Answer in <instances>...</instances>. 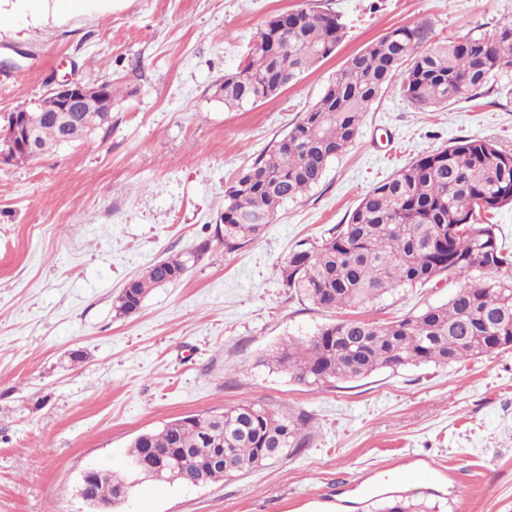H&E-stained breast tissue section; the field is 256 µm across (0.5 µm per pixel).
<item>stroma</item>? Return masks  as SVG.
<instances>
[{
	"label": "stroma",
	"mask_w": 512,
	"mask_h": 512,
	"mask_svg": "<svg viewBox=\"0 0 512 512\" xmlns=\"http://www.w3.org/2000/svg\"><path fill=\"white\" fill-rule=\"evenodd\" d=\"M306 0H83L55 16L0 0V119L70 77L110 83L112 125L35 162L0 167V512H93L83 471L121 469L139 434L240 404L306 413L295 456L208 486L143 480L115 512H376L370 484L420 459L435 512H512V348L447 368L408 365L309 386L263 356L332 321L285 288L299 241L345 223L400 167L460 138L512 152V77L419 110L393 85L360 134L260 239H218L224 187L291 130L346 60L417 20L427 44L512 22V0H321L345 37L276 98L227 109L215 85L266 22ZM193 266L133 314L113 303L157 260ZM444 278L359 309L385 322L447 302Z\"/></svg>",
	"instance_id": "obj_1"
}]
</instances>
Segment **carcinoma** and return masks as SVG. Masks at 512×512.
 <instances>
[{"instance_id":"carcinoma-1","label":"carcinoma","mask_w":512,"mask_h":512,"mask_svg":"<svg viewBox=\"0 0 512 512\" xmlns=\"http://www.w3.org/2000/svg\"><path fill=\"white\" fill-rule=\"evenodd\" d=\"M343 24L330 10L305 5L272 17L244 63L226 75L215 95L227 108L272 99L285 85L336 50ZM423 24L396 27L350 57L319 100L272 149L224 190L220 235L232 253L256 241L278 209L316 187L329 164L356 142L371 105L393 81L419 110L446 106L490 78L512 73V24L461 41L423 47ZM47 95L30 109L43 152L86 140L63 130ZM512 204V152L483 139H462L423 156L369 191L345 224L318 241L302 242L280 268L283 285L326 310L356 309L398 288L443 276L462 284L448 302L390 322L349 318L302 339L290 338L266 364L297 381H355L382 369L456 363L512 347V253L497 225L477 216ZM195 255L162 258L131 281L115 301L129 314L153 288L180 281ZM306 419L262 405L181 416L136 437L126 458L152 462L158 452L182 468L177 482L204 485L286 457L305 446ZM378 512H433L412 495L385 496Z\"/></svg>"}]
</instances>
